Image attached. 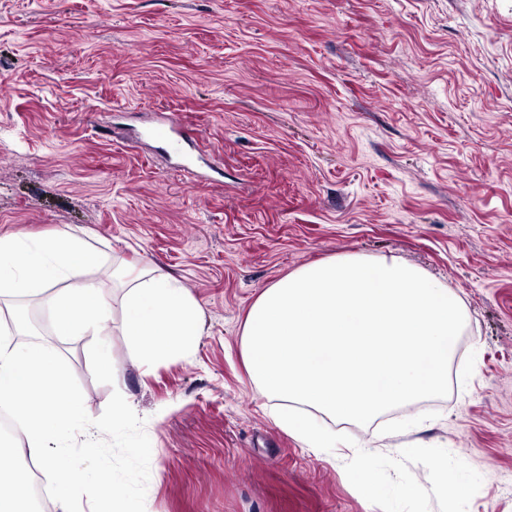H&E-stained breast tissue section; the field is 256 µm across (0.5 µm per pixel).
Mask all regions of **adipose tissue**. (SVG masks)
<instances>
[{"mask_svg":"<svg viewBox=\"0 0 512 512\" xmlns=\"http://www.w3.org/2000/svg\"><path fill=\"white\" fill-rule=\"evenodd\" d=\"M85 241L76 235L21 239L0 236V298L43 299L56 311V333L73 336L91 330L105 312L103 289L79 282L78 259ZM77 281L73 294L59 285ZM112 280L123 291L124 329L150 363L186 360L200 333L201 307L178 279L167 273L116 268ZM65 375L58 355L38 339L20 341L11 332L0 333V406L11 409L20 422L27 456L42 469L56 470L58 457L78 440L92 441V424L83 395L60 396ZM127 399L112 409V432L124 437L128 455L119 464L101 470L74 458L56 470L55 512H73L75 496H86L88 512H140L141 497L130 490L133 470L143 459L130 431ZM124 489L121 497L107 488Z\"/></svg>","mask_w":512,"mask_h":512,"instance_id":"ef3b65f1","label":"adipose tissue"}]
</instances>
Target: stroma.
<instances>
[{
  "mask_svg": "<svg viewBox=\"0 0 512 512\" xmlns=\"http://www.w3.org/2000/svg\"><path fill=\"white\" fill-rule=\"evenodd\" d=\"M177 113L200 181L145 139ZM71 233L108 289L97 335L59 336L17 298L82 393L102 466L135 402L145 512H381L342 460L273 421L242 324L259 293L327 257L396 256L464 300L446 397L339 425L373 451L441 446L483 478L469 512H512V0H0V236ZM117 266L198 300L190 360L141 366ZM96 360L98 366L106 371L112 372V380L119 382L122 376V369L112 353V347L106 341L101 340L98 345ZM130 407L126 397L119 399L112 409V435L123 436L125 448H140L135 436L130 431V424L127 420L126 411Z\"/></svg>",
  "mask_w": 512,
  "mask_h": 512,
  "instance_id": "35a3bbf8",
  "label": "stroma"
}]
</instances>
